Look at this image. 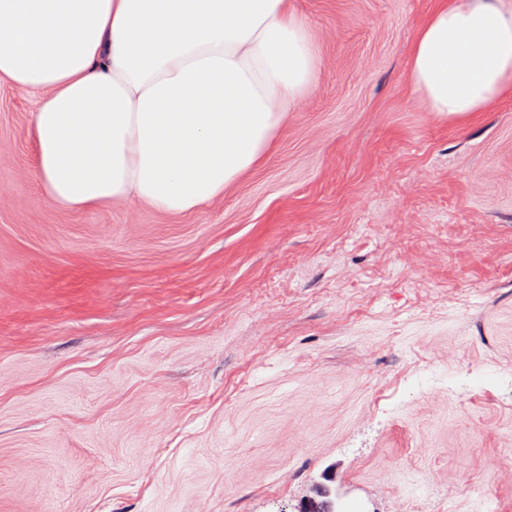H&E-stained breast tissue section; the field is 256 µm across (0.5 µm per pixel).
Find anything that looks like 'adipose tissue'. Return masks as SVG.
Returning <instances> with one entry per match:
<instances>
[{"mask_svg":"<svg viewBox=\"0 0 512 512\" xmlns=\"http://www.w3.org/2000/svg\"><path fill=\"white\" fill-rule=\"evenodd\" d=\"M321 66L294 0H0V83L36 95L35 172L63 209L222 199ZM407 80L442 120L511 96L512 0H436Z\"/></svg>","mask_w":512,"mask_h":512,"instance_id":"adipose-tissue-1","label":"adipose tissue"}]
</instances>
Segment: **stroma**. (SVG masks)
Returning <instances> with one entry per match:
<instances>
[{
	"instance_id": "35a3bbf8",
	"label": "stroma",
	"mask_w": 512,
	"mask_h": 512,
	"mask_svg": "<svg viewBox=\"0 0 512 512\" xmlns=\"http://www.w3.org/2000/svg\"><path fill=\"white\" fill-rule=\"evenodd\" d=\"M319 80L172 215L47 202L0 84V512H512V97L410 95L433 0H295ZM296 512H348L336 509V502L332 491L325 485H315L300 501Z\"/></svg>"
}]
</instances>
